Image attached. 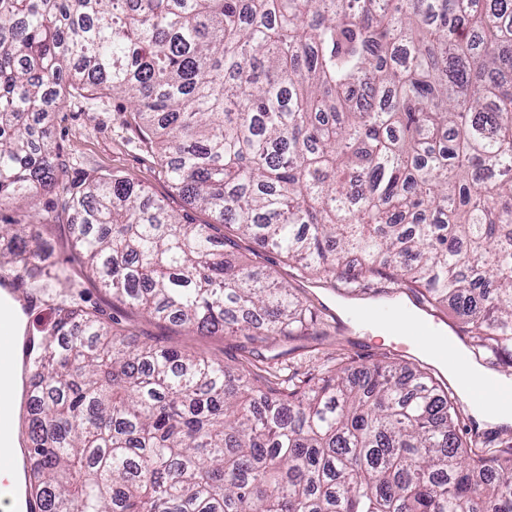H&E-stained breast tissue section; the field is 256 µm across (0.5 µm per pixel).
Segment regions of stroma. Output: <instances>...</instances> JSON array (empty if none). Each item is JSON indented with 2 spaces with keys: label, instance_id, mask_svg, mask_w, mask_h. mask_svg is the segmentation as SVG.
Instances as JSON below:
<instances>
[{
  "label": "stroma",
  "instance_id": "stroma-1",
  "mask_svg": "<svg viewBox=\"0 0 512 512\" xmlns=\"http://www.w3.org/2000/svg\"><path fill=\"white\" fill-rule=\"evenodd\" d=\"M44 125L66 165L64 183L42 190L36 206L18 203L0 210V219L15 224L41 219V239L52 260L68 269L83 306L95 311L117 332L128 334L135 343L201 353L232 366L243 363V337L202 336L185 325L152 319L113 299L111 292L100 288L76 258L70 236V212L64 206L63 187L67 184L79 185L119 174L141 183L153 197L163 200L170 211L190 222L202 224L210 219L207 212L188 208L173 188L162 171L158 152L139 130L127 98L101 88L90 91L84 99L64 88L60 91L58 109L48 114ZM258 263L278 280L288 283L304 303L319 310L317 321L306 336L293 341L276 338L259 347L261 364L295 368L311 376L339 363L366 365L392 354L423 364V357L412 345L383 342L353 325L342 314L344 301L330 283L304 277L283 256L272 251L262 252Z\"/></svg>",
  "mask_w": 512,
  "mask_h": 512
}]
</instances>
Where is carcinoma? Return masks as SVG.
I'll use <instances>...</instances> for the list:
<instances>
[{"mask_svg":"<svg viewBox=\"0 0 512 512\" xmlns=\"http://www.w3.org/2000/svg\"><path fill=\"white\" fill-rule=\"evenodd\" d=\"M65 78L127 97L213 220L127 177L66 187L120 301L251 345L304 335L315 314L235 259L247 237L348 293L446 303L476 360L512 367V0H0V209L63 174L30 115ZM5 258L39 292L69 279L35 223L0 224ZM80 300L57 295L28 367L41 512H512V442H463L406 362L282 379L133 348Z\"/></svg>","mask_w":512,"mask_h":512,"instance_id":"carcinoma-1","label":"carcinoma"}]
</instances>
